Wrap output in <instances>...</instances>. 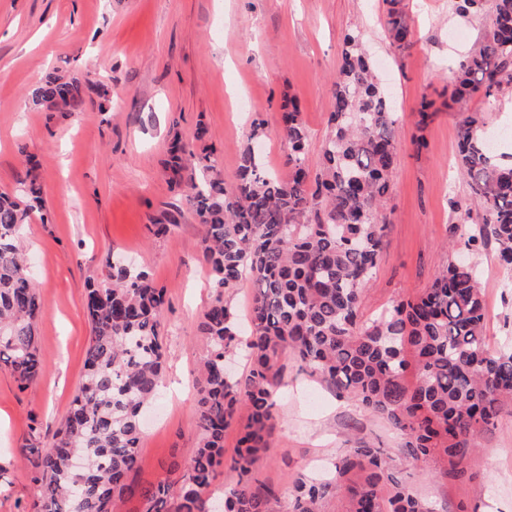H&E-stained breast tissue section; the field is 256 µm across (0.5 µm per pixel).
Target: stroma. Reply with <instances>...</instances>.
<instances>
[{
    "mask_svg": "<svg viewBox=\"0 0 512 512\" xmlns=\"http://www.w3.org/2000/svg\"><path fill=\"white\" fill-rule=\"evenodd\" d=\"M414 45L394 53L381 0H0V193L14 192L26 160L37 166L41 208L21 239L46 314L36 326L39 379L20 389L0 365V512H28L38 496L22 456L29 431L49 448L84 374L91 326L87 281L108 260L146 271L166 292L163 384L143 416L136 480L169 484L199 442L195 377L207 353L199 331L217 294L201 259L202 233L182 189L165 169L172 138L212 145L226 188L239 178L254 120L264 122L267 167L287 176L281 105L297 98L311 169L331 132L332 80L345 33L354 30L380 66L398 117L394 169L378 268L362 303L377 316L429 288L447 264L446 241L469 234L472 205L456 163L462 113L443 111L419 128L422 99L448 97L449 68L481 38L484 17L462 18L451 0H404ZM80 74L108 86L112 100L73 114L35 108L29 92L47 75ZM178 222L163 237L148 226L163 212ZM490 349L512 341V270L496 245L476 254ZM275 397L272 456L256 479L287 492L297 473L330 474L357 441L401 459V438L358 401L336 394L284 351ZM413 491L436 512H512V406L484 434L460 479L424 476L403 465Z\"/></svg>",
    "mask_w": 512,
    "mask_h": 512,
    "instance_id": "1",
    "label": "stroma"
}]
</instances>
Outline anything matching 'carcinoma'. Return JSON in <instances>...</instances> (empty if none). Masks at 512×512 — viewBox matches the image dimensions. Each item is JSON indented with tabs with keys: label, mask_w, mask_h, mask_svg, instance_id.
<instances>
[{
	"label": "carcinoma",
	"mask_w": 512,
	"mask_h": 512,
	"mask_svg": "<svg viewBox=\"0 0 512 512\" xmlns=\"http://www.w3.org/2000/svg\"><path fill=\"white\" fill-rule=\"evenodd\" d=\"M384 31L399 53L412 47L401 0H382ZM487 0H453L462 16L481 14ZM91 86L50 74L31 93L48 111L79 112ZM512 91V0H494L481 39L458 62L454 112L476 93ZM332 134L311 175L307 129L294 99L283 107L288 178L265 169L251 143L241 155L237 185L228 190L214 150L197 152L178 138L169 148L177 186L203 230L201 259L222 289L202 315L207 345L198 381L199 443L177 484L142 487L133 479L142 438V409L156 396L166 363L161 326L167 300L145 271L107 262L103 283L88 282L84 305L91 325L85 373L51 448L30 438L24 459L42 483L30 512H115L139 494L144 512H211L210 489L224 463V432L237 421L231 467L236 485L216 502L224 512H270V489L253 485L257 463L270 455L273 389L282 381L281 353L293 350L309 373L361 402L403 439L405 458L436 477L466 474L478 439L512 402V344L491 351L485 301L475 263L458 257L431 287L363 319L362 293L383 248L384 200L395 157L397 118L376 82L360 35H345L333 77ZM461 171L479 225L452 244L472 254L495 243L512 267V163L488 148L483 122L465 116L458 129ZM21 189L0 193V364L20 388L43 369L35 325L45 306L19 241L33 204L41 203L34 168ZM249 278L257 285L250 328L242 335L224 293ZM245 374L224 369L239 349ZM335 479L292 477L287 512H433L399 476L383 449L364 442L335 464Z\"/></svg>",
	"instance_id": "carcinoma-1"
}]
</instances>
